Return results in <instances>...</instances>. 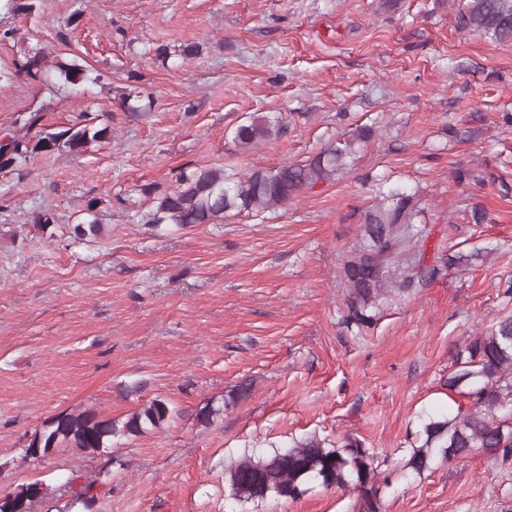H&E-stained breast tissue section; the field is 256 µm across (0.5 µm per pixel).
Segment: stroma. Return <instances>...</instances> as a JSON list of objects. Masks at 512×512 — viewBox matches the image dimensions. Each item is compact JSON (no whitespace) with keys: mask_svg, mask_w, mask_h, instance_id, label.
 I'll return each mask as SVG.
<instances>
[{"mask_svg":"<svg viewBox=\"0 0 512 512\" xmlns=\"http://www.w3.org/2000/svg\"><path fill=\"white\" fill-rule=\"evenodd\" d=\"M460 0H0V137L110 114L112 138L81 157L33 153L0 169V492L42 481L34 512H79L66 480L100 478L97 512H359L358 494L241 501L225 473L244 452L307 435L379 454L380 512H512V466L481 451L416 474L421 413L464 341L512 315V43L457 30ZM197 54H182L186 44ZM166 47L157 55V47ZM82 65L83 82L18 69L36 48ZM153 99L132 115L128 89ZM265 116L279 134L235 148ZM370 126L334 180L262 214L147 224L141 190L181 171L240 173L300 162ZM393 191L420 213L413 263L374 322L347 325L346 254L361 213ZM104 226L76 239L89 200ZM488 220L470 221L472 207ZM47 213L51 224L36 223ZM463 267L447 268V252ZM157 429L110 452L27 438L60 413L123 424L154 398ZM219 408L211 422L199 412Z\"/></svg>","mask_w":512,"mask_h":512,"instance_id":"stroma-1","label":"stroma"}]
</instances>
